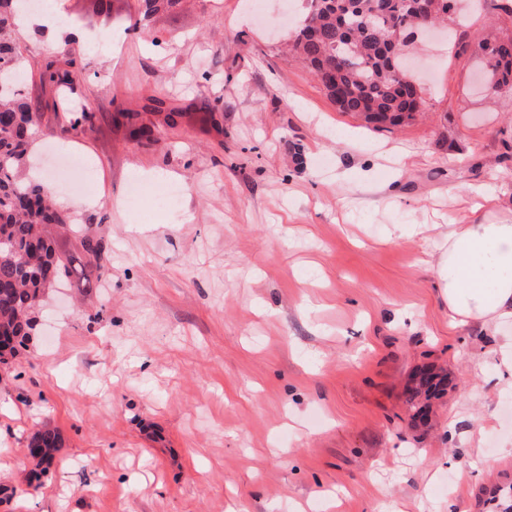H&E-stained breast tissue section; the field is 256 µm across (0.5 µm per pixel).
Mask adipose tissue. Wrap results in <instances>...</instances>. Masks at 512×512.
Wrapping results in <instances>:
<instances>
[{
  "label": "adipose tissue",
  "mask_w": 512,
  "mask_h": 512,
  "mask_svg": "<svg viewBox=\"0 0 512 512\" xmlns=\"http://www.w3.org/2000/svg\"><path fill=\"white\" fill-rule=\"evenodd\" d=\"M431 269L452 322L496 330L512 322V224H451Z\"/></svg>",
  "instance_id": "obj_1"
}]
</instances>
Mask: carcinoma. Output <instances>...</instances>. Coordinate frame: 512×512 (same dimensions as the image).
I'll return each mask as SVG.
<instances>
[{"instance_id": "1", "label": "carcinoma", "mask_w": 512, "mask_h": 512, "mask_svg": "<svg viewBox=\"0 0 512 512\" xmlns=\"http://www.w3.org/2000/svg\"><path fill=\"white\" fill-rule=\"evenodd\" d=\"M310 0L305 18L295 26L291 51L320 82L343 112L358 115L375 129L411 121L422 98L397 53L417 29L418 13L432 22L454 10V0ZM176 0H139L147 18ZM22 0H0V364L13 360L36 329L45 296L63 276L95 262V287L108 281L102 263L108 244L90 224H77L68 210L52 202L42 184L27 180L31 138L38 115L21 93L25 71L13 46ZM493 87L512 93V38L482 47ZM68 231L80 242L83 257L62 258L55 234ZM435 376L422 370L408 403L435 391ZM62 447L57 429L45 424L27 446L34 475L49 472ZM493 512H512V484L496 487L489 499Z\"/></svg>"}]
</instances>
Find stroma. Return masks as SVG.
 Instances as JSON below:
<instances>
[{
    "label": "stroma",
    "mask_w": 512,
    "mask_h": 512,
    "mask_svg": "<svg viewBox=\"0 0 512 512\" xmlns=\"http://www.w3.org/2000/svg\"><path fill=\"white\" fill-rule=\"evenodd\" d=\"M61 2L66 27L40 0L17 34L37 176L112 277L48 297L0 368V512H486L512 483V383L492 337L449 325L413 229L512 224V95L481 51L512 37L502 0H458L457 43L413 60L422 114L382 130L288 53L303 0ZM68 151L95 193L70 196ZM132 176L185 185L177 212L141 221ZM426 367L448 387L419 423L404 391ZM45 422L63 446L37 478Z\"/></svg>",
    "instance_id": "35a3bbf8"
}]
</instances>
